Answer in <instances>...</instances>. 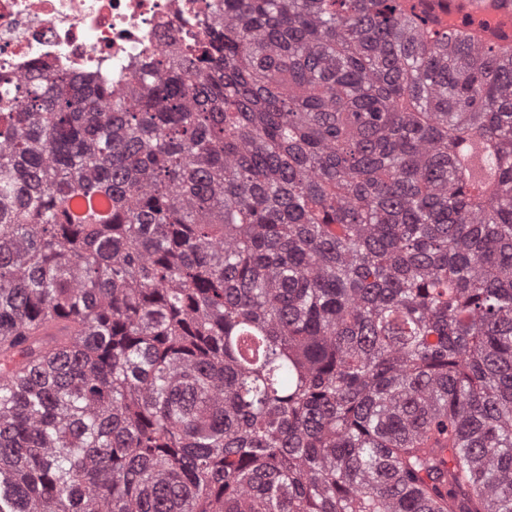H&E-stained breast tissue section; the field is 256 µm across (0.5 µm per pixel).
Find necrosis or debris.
I'll return each mask as SVG.
<instances>
[{
  "instance_id": "necrosis-or-debris-1",
  "label": "necrosis or debris",
  "mask_w": 512,
  "mask_h": 512,
  "mask_svg": "<svg viewBox=\"0 0 512 512\" xmlns=\"http://www.w3.org/2000/svg\"><path fill=\"white\" fill-rule=\"evenodd\" d=\"M223 10V0H0V73L22 82L45 66L121 91L148 82L146 65L189 54Z\"/></svg>"
}]
</instances>
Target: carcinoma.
Segmentation results:
<instances>
[{"instance_id": "obj_1", "label": "carcinoma", "mask_w": 512, "mask_h": 512, "mask_svg": "<svg viewBox=\"0 0 512 512\" xmlns=\"http://www.w3.org/2000/svg\"><path fill=\"white\" fill-rule=\"evenodd\" d=\"M424 14L0 88V512H512V45Z\"/></svg>"}]
</instances>
